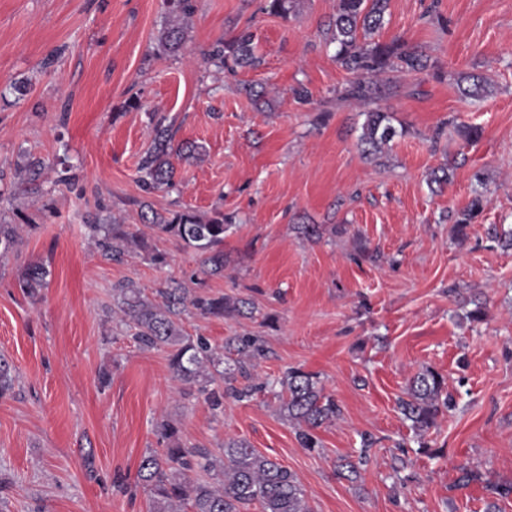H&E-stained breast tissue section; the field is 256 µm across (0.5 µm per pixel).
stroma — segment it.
<instances>
[{
    "label": "stroma",
    "instance_id": "35a3bbf8",
    "mask_svg": "<svg viewBox=\"0 0 512 512\" xmlns=\"http://www.w3.org/2000/svg\"><path fill=\"white\" fill-rule=\"evenodd\" d=\"M262 3L193 0L189 41L172 55L154 41L163 0H0V223L20 234L0 257V354L15 376L0 398V512H149L136 476L163 419L189 446L248 440L296 476L311 512H512V494L492 491L512 485V250L494 239L512 228V0H390L376 40H401L430 67L383 76L380 105L404 133L375 161L359 146L364 115L339 97L349 75L329 42L336 0H295L285 18ZM244 31L258 68L207 62ZM468 74L485 80L484 98L461 94ZM154 114L176 142L205 149L169 193L137 181ZM30 155L73 165L75 180L32 190L14 175ZM442 165L450 181L435 194L427 179ZM478 192L488 203L458 240L451 216ZM142 201L233 216L223 276L155 232L140 254L102 256L87 215L135 224ZM361 244L370 255L358 261ZM38 263L50 275L32 298L17 281ZM172 278L257 308L252 320L184 316L187 335L220 348L247 330L268 349L261 376H317L342 410L317 429L319 449L300 446L275 393L228 396L215 412L204 394L177 392L166 350L122 332L113 284L150 295ZM425 367L456 406L421 448L398 400ZM363 450L359 477L339 476L338 459ZM465 468L476 478L463 485Z\"/></svg>",
    "mask_w": 512,
    "mask_h": 512
}]
</instances>
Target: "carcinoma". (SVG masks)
<instances>
[{
  "mask_svg": "<svg viewBox=\"0 0 512 512\" xmlns=\"http://www.w3.org/2000/svg\"><path fill=\"white\" fill-rule=\"evenodd\" d=\"M294 0H264L263 10L278 16H287ZM169 21L160 31L158 44L163 51L177 54L188 39V28L183 20L193 10L191 0H164ZM389 0H337L333 21L336 43V61L351 74L341 98L364 109L365 122L360 137L362 154L375 159L385 145L403 134L391 124L389 113L376 106L382 96L378 78L389 71L419 73L430 67L428 58L416 48L398 40L383 43L373 39L382 26ZM207 60L220 68H256L261 59L253 47L252 34L245 32L231 41H219L207 54ZM464 96L480 99L487 93L481 79L462 76L458 83ZM202 147L196 143L174 145L172 124L167 118H151V142L138 166L139 181L146 191L177 186L174 161L191 163L200 159ZM44 170L40 159H31L16 168L27 184L39 180ZM484 205L482 196H475L468 208L455 217V231L460 239L467 237L466 229ZM143 227L130 224H90L88 228L96 239L101 254L120 261L130 253L145 248L144 229L165 233L182 241L202 257V273L214 277L224 275V233L230 218L215 210L200 215L193 210H172L160 214L141 203ZM18 241L13 224H0V256L12 249ZM50 271L43 264L27 267L18 278L19 288L33 297L45 287ZM120 322L134 340L144 346L168 350V362L174 378L181 385L200 382L212 386L208 401L214 410L223 406L224 394L239 400L251 397L271 385L253 376L250 369L255 362L267 356L260 337L243 332L229 339L224 350L211 346L204 338L184 334L183 316L194 312L211 318H251L252 303L233 295H212L193 292L175 279L155 289L159 300L145 295L131 282L113 286ZM249 383L241 388L233 385L236 376ZM225 384V390L216 389V381ZM281 411L297 426V438L302 447L312 450L320 447L314 431L341 416L336 399L327 395L315 377L301 369H290L277 381ZM446 378L439 372L425 368L408 382L398 407L403 419L419 439H424L437 426L440 415L455 407L454 399L446 389ZM13 388L12 366L0 355V398ZM159 438L166 443L162 452L151 451L138 467L139 483L149 491L151 512H176L188 508L190 512H242L257 503L262 512H309L304 492L288 468L262 455L244 439L224 441L223 463L207 448H187L180 438L178 426L171 421L156 425Z\"/></svg>",
  "mask_w": 512,
  "mask_h": 512,
  "instance_id": "cac0c4a2",
  "label": "carcinoma"
}]
</instances>
